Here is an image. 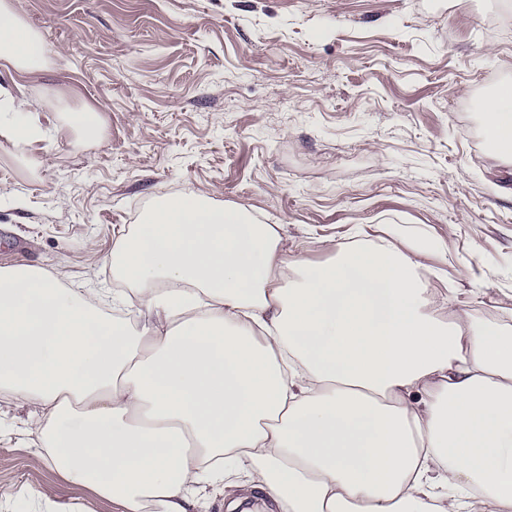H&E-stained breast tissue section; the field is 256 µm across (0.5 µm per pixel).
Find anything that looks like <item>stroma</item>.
I'll return each instance as SVG.
<instances>
[{"label": "stroma", "instance_id": "stroma-1", "mask_svg": "<svg viewBox=\"0 0 512 512\" xmlns=\"http://www.w3.org/2000/svg\"><path fill=\"white\" fill-rule=\"evenodd\" d=\"M60 55L0 69L39 122L67 87L102 111L72 134L0 144V267L116 288L112 251L156 200L190 189L280 227L289 256L398 224L431 240V293L512 324V161L482 108L512 83V0H20ZM41 164L33 175L20 157ZM0 393V512H113L67 481ZM52 494L45 510L41 492Z\"/></svg>", "mask_w": 512, "mask_h": 512}]
</instances>
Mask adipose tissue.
I'll list each match as a JSON object with an SVG mask.
<instances>
[{
	"mask_svg": "<svg viewBox=\"0 0 512 512\" xmlns=\"http://www.w3.org/2000/svg\"><path fill=\"white\" fill-rule=\"evenodd\" d=\"M19 0H0V67L54 66ZM58 132L99 136L58 93ZM512 155V84L483 106ZM0 86V139L46 138ZM276 225L189 191L112 251L132 290L72 292L0 268V391L68 481L115 512H512V327L446 315L398 226L326 263L283 250ZM138 310L141 328L106 316Z\"/></svg>",
	"mask_w": 512,
	"mask_h": 512,
	"instance_id": "ef3b65f1",
	"label": "adipose tissue"
}]
</instances>
